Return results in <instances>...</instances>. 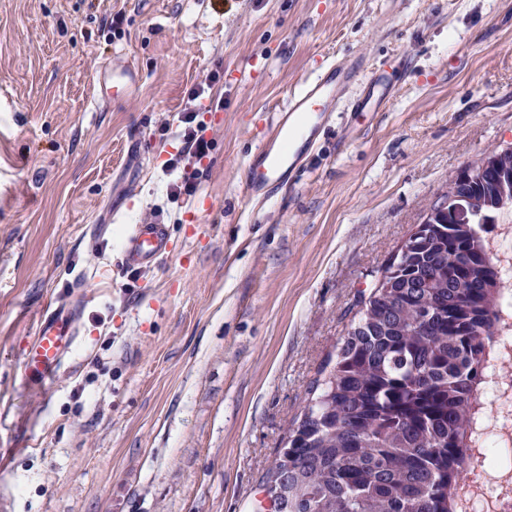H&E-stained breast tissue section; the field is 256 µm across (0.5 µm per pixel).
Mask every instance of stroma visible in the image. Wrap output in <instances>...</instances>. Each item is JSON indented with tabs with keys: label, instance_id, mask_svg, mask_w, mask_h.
I'll return each mask as SVG.
<instances>
[{
	"label": "stroma",
	"instance_id": "stroma-1",
	"mask_svg": "<svg viewBox=\"0 0 512 512\" xmlns=\"http://www.w3.org/2000/svg\"><path fill=\"white\" fill-rule=\"evenodd\" d=\"M354 55L410 59L397 96L248 201L270 115ZM108 61L139 83L100 103ZM1 87L0 512H251L356 292L456 169L512 145V0H0ZM189 104L212 147L178 198ZM157 217L172 254L127 269ZM78 293L79 343L27 384L45 306Z\"/></svg>",
	"mask_w": 512,
	"mask_h": 512
}]
</instances>
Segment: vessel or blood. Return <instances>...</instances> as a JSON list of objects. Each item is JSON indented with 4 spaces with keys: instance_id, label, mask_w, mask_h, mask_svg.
Here are the masks:
<instances>
[{
    "instance_id": "1",
    "label": "vessel or blood",
    "mask_w": 512,
    "mask_h": 512,
    "mask_svg": "<svg viewBox=\"0 0 512 512\" xmlns=\"http://www.w3.org/2000/svg\"><path fill=\"white\" fill-rule=\"evenodd\" d=\"M399 90L385 72L369 68L363 56L329 62L290 92L275 115L269 132L245 169L244 195L264 200L287 184L318 146V135L335 113L356 120L392 100ZM172 251L167 224L156 220L132 225L122 247V262L131 269L147 268ZM80 334L76 304L49 306L21 363L26 382L51 381L72 351Z\"/></svg>"
}]
</instances>
